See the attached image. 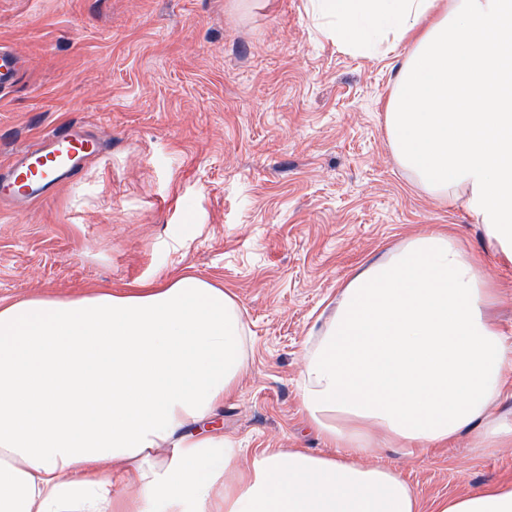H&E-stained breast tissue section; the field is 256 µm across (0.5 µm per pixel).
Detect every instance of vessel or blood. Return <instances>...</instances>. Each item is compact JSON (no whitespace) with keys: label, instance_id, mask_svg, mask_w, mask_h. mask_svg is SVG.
Here are the masks:
<instances>
[{"label":"vessel or blood","instance_id":"1","mask_svg":"<svg viewBox=\"0 0 512 512\" xmlns=\"http://www.w3.org/2000/svg\"><path fill=\"white\" fill-rule=\"evenodd\" d=\"M22 69V61L13 51L0 48V88L12 84ZM105 150L104 140L82 126L55 129L0 169V203L53 194L60 185L76 180L89 159L104 157Z\"/></svg>","mask_w":512,"mask_h":512}]
</instances>
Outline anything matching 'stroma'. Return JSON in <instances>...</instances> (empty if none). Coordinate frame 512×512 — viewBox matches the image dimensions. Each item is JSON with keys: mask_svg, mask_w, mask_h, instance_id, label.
Masks as SVG:
<instances>
[{"mask_svg": "<svg viewBox=\"0 0 512 512\" xmlns=\"http://www.w3.org/2000/svg\"><path fill=\"white\" fill-rule=\"evenodd\" d=\"M30 60L0 91V165L77 122L107 159L50 197L0 206V299L123 291L185 271L223 285L252 340L237 396L213 418L249 460L326 447L299 407L303 342L369 259L433 229L480 253L512 336V264L463 202L429 196L385 125L393 56L348 54L308 0H0V47ZM362 464L400 472L421 512L495 480L512 446L467 439Z\"/></svg>", "mask_w": 512, "mask_h": 512, "instance_id": "35a3bbf8", "label": "stroma"}]
</instances>
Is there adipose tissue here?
Wrapping results in <instances>:
<instances>
[{"mask_svg": "<svg viewBox=\"0 0 512 512\" xmlns=\"http://www.w3.org/2000/svg\"><path fill=\"white\" fill-rule=\"evenodd\" d=\"M337 47L398 62L393 152L436 198L463 191L512 262V0H310ZM494 288L445 230L351 275L304 345L298 398L342 456L262 448L203 425L235 396L248 327L236 296L182 273L156 286L0 301V512H420L379 448L512 444V337ZM434 512H512V482Z\"/></svg>", "mask_w": 512, "mask_h": 512, "instance_id": "obj_1", "label": "adipose tissue"}]
</instances>
